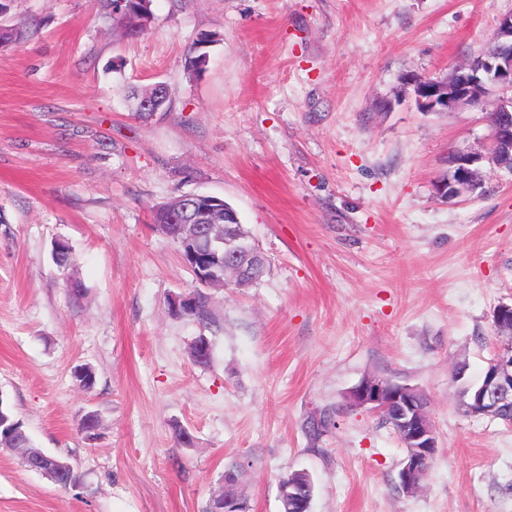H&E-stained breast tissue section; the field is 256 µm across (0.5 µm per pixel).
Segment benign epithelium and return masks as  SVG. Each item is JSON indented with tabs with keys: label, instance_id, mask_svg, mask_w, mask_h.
I'll list each match as a JSON object with an SVG mask.
<instances>
[{
	"label": "benign epithelium",
	"instance_id": "7a95c632",
	"mask_svg": "<svg viewBox=\"0 0 512 512\" xmlns=\"http://www.w3.org/2000/svg\"><path fill=\"white\" fill-rule=\"evenodd\" d=\"M413 83L418 104L425 112L453 110L462 104L476 105L484 100L489 84L512 90V49L485 61V69L481 71L455 72L445 80L419 78ZM492 112L487 118L490 152H455L453 169L446 180L438 183V194L448 198L472 191L486 161L500 169H512V98L499 101ZM215 217L216 210L204 205L202 197L187 195L179 214L181 232L192 241L206 237L222 242L224 263L241 278L259 249L249 242L236 211L224 209L222 224L213 223ZM493 320L499 335L507 339V345L488 361L481 383L463 405L469 416L496 417L499 412L512 408V304L498 306ZM346 405L386 416L394 423L406 450L399 472L400 485L408 493L415 491L419 476L436 455L437 439L428 409L418 403L414 389L367 376L349 392ZM306 491L305 485H280L282 512L301 504Z\"/></svg>",
	"mask_w": 512,
	"mask_h": 512
}]
</instances>
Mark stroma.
<instances>
[{
	"mask_svg": "<svg viewBox=\"0 0 512 512\" xmlns=\"http://www.w3.org/2000/svg\"><path fill=\"white\" fill-rule=\"evenodd\" d=\"M0 2V24L36 26L0 52V402L82 476L61 489L0 447V512H204L233 466L251 512H280L297 470L310 512H512V424L465 416L451 377L482 374L512 304V173L436 191L449 153L487 146L503 93L423 112L413 86L490 50L512 0H151L137 37L91 0ZM158 83L165 110L136 115L130 90ZM193 193L230 204L268 259L258 285L210 290L208 332L170 314L197 281L152 222ZM369 375L429 400L438 452L416 492L374 413L316 446L303 429Z\"/></svg>",
	"mask_w": 512,
	"mask_h": 512,
	"instance_id": "35a3bbf8",
	"label": "stroma"
}]
</instances>
